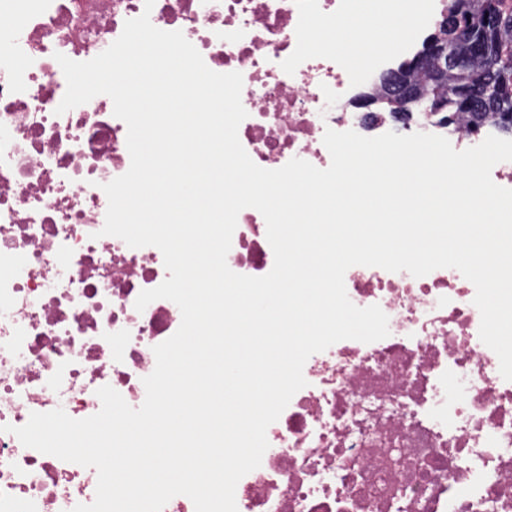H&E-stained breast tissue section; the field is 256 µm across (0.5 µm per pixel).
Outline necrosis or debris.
I'll return each instance as SVG.
<instances>
[{
  "label": "necrosis or debris",
  "mask_w": 512,
  "mask_h": 512,
  "mask_svg": "<svg viewBox=\"0 0 512 512\" xmlns=\"http://www.w3.org/2000/svg\"><path fill=\"white\" fill-rule=\"evenodd\" d=\"M354 0H155L150 19L181 31L213 71L243 76L238 137L265 169L291 159L329 167L326 130L391 131V115L345 102L395 70L430 35L447 0H369L374 30L396 39L356 55L311 51ZM144 0H0V512H72L95 499L97 472L24 447L13 430L56 408L96 414L108 385L134 408L154 346L181 312L142 290L168 276L161 251L102 235L104 183L126 173L127 126L107 95L64 114L55 53L90 60L138 17ZM417 131L463 150L492 122ZM253 208L237 219L229 268L266 275L274 254ZM349 299L379 305L388 337L342 340L306 361V387L267 429L260 466L236 487L238 512H512V381L480 336L474 285L453 268L422 277L356 265Z\"/></svg>",
  "instance_id": "obj_1"
}]
</instances>
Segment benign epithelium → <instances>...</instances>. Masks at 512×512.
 Instances as JSON below:
<instances>
[{
    "mask_svg": "<svg viewBox=\"0 0 512 512\" xmlns=\"http://www.w3.org/2000/svg\"><path fill=\"white\" fill-rule=\"evenodd\" d=\"M467 36L468 53L460 58L448 49L446 43L427 42L423 49L400 69L385 73L379 78V91L355 99L354 105L369 112H378L387 104L396 111L394 119L407 120L411 106L421 105L424 94L415 83L416 74H433L442 79L450 72L466 71L475 66H488V54L484 43L470 33ZM494 90L487 86L467 90L464 93L468 106L481 111L493 97Z\"/></svg>",
    "mask_w": 512,
    "mask_h": 512,
    "instance_id": "7a95c632",
    "label": "benign epithelium"
}]
</instances>
